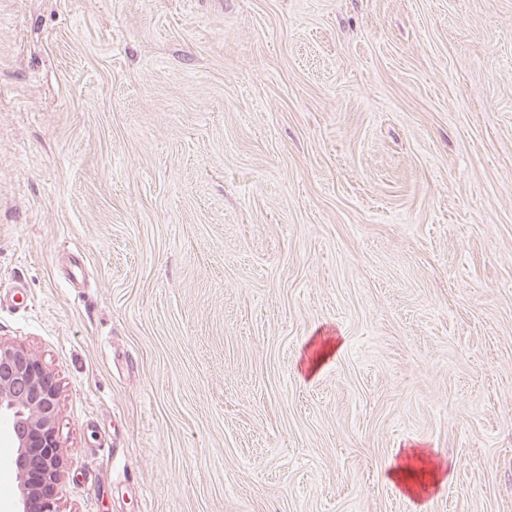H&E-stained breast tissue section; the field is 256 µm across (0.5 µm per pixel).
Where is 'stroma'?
Wrapping results in <instances>:
<instances>
[{"label": "stroma", "instance_id": "1", "mask_svg": "<svg viewBox=\"0 0 512 512\" xmlns=\"http://www.w3.org/2000/svg\"><path fill=\"white\" fill-rule=\"evenodd\" d=\"M0 341L59 512H512V0H0ZM59 385L30 349L0 341V418L10 423L16 512H59ZM421 473L430 476L428 483L419 480ZM389 478L399 485L405 492L420 496L428 487L438 481L439 468L430 460L424 450L411 448L402 456V462L389 470Z\"/></svg>", "mask_w": 512, "mask_h": 512}]
</instances>
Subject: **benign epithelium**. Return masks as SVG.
I'll return each mask as SVG.
<instances>
[{
    "label": "benign epithelium",
    "instance_id": "obj_1",
    "mask_svg": "<svg viewBox=\"0 0 512 512\" xmlns=\"http://www.w3.org/2000/svg\"><path fill=\"white\" fill-rule=\"evenodd\" d=\"M59 385L30 349L0 342V418L10 423L16 512H58Z\"/></svg>",
    "mask_w": 512,
    "mask_h": 512
}]
</instances>
